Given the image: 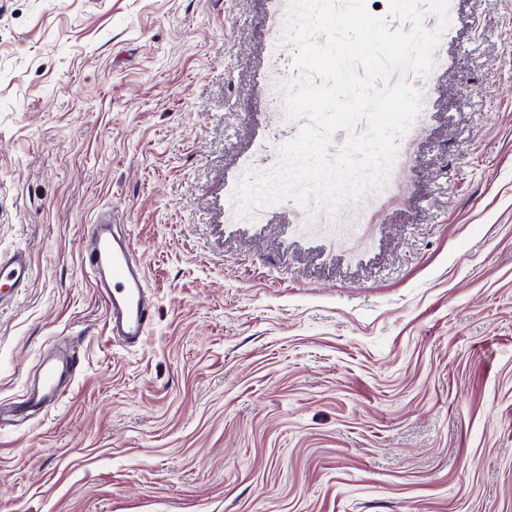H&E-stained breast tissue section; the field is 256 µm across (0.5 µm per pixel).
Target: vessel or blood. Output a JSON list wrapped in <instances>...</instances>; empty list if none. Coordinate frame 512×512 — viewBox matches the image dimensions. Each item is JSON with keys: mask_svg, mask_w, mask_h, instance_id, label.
<instances>
[{"mask_svg": "<svg viewBox=\"0 0 512 512\" xmlns=\"http://www.w3.org/2000/svg\"><path fill=\"white\" fill-rule=\"evenodd\" d=\"M80 264L105 304L113 340L127 346L140 344L153 321L155 305L129 232L116 228L107 218L85 225ZM30 278L27 252L0 258V288L8 294L27 287ZM74 376V366L45 361L40 383L25 393V407L42 409L62 400Z\"/></svg>", "mask_w": 512, "mask_h": 512, "instance_id": "1", "label": "vessel or blood"}]
</instances>
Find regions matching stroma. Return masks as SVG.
<instances>
[{"instance_id":"obj_1","label":"stroma","mask_w":512,"mask_h":512,"mask_svg":"<svg viewBox=\"0 0 512 512\" xmlns=\"http://www.w3.org/2000/svg\"><path fill=\"white\" fill-rule=\"evenodd\" d=\"M288 5L0 0V512H512V0H450L379 192L243 219L304 125ZM106 211L157 297L131 350L79 263ZM31 278V264L26 251H15L11 255L0 258V294L7 288L3 296H12L21 288H26ZM78 362L71 350L70 366L60 367L48 360L43 363L41 381L36 388L25 392L24 407L42 409L57 403L67 394L66 388L74 379Z\"/></svg>"}]
</instances>
